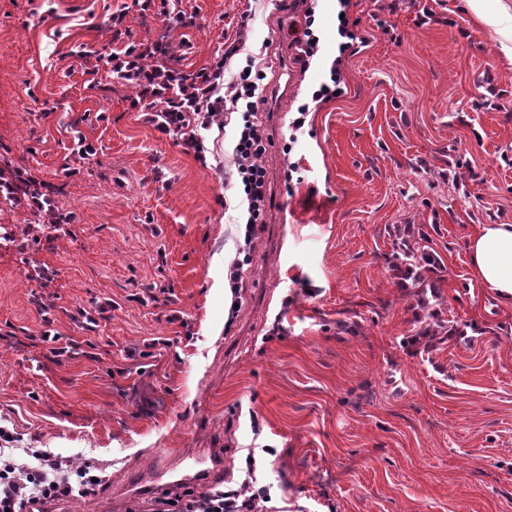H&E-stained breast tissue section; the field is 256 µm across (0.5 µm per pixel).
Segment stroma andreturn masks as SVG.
I'll return each mask as SVG.
<instances>
[{"mask_svg": "<svg viewBox=\"0 0 512 512\" xmlns=\"http://www.w3.org/2000/svg\"><path fill=\"white\" fill-rule=\"evenodd\" d=\"M481 6L359 0L371 42L287 156L288 111L336 54V0L316 17L326 58L303 75L276 0H0V171L38 188L0 210L34 239L0 253V448L105 478L51 512H113L199 449L273 512H512V308L467 252L479 225L512 224V63L483 20L512 0ZM246 11L245 51L270 79L250 245L233 126L198 129V159L105 61L163 36L194 73ZM406 243L439 261L424 284H400ZM239 260L234 313L222 281ZM421 321L437 337L412 353Z\"/></svg>", "mask_w": 512, "mask_h": 512, "instance_id": "stroma-1", "label": "stroma"}]
</instances>
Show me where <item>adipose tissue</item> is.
I'll return each mask as SVG.
<instances>
[{"mask_svg": "<svg viewBox=\"0 0 512 512\" xmlns=\"http://www.w3.org/2000/svg\"><path fill=\"white\" fill-rule=\"evenodd\" d=\"M476 277L506 305H512V224H483L469 237Z\"/></svg>", "mask_w": 512, "mask_h": 512, "instance_id": "ef3b65f1", "label": "adipose tissue"}]
</instances>
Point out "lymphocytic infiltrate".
Masks as SVG:
<instances>
[{
	"mask_svg": "<svg viewBox=\"0 0 512 512\" xmlns=\"http://www.w3.org/2000/svg\"><path fill=\"white\" fill-rule=\"evenodd\" d=\"M297 10L296 20L289 26L291 45L301 69H309L321 57L323 45L315 29V0H291ZM352 0H336V11L341 18L337 24V55L329 67V78L320 82L311 95L310 103L335 100L336 93L345 83L344 63L357 54L368 41L351 21L348 13ZM242 50L241 39L225 41L224 56L211 68L199 71L194 85L196 108L192 114L194 126H211L215 113H233L237 116L232 156L239 183L243 189L240 201L245 221V238L253 240L265 222L268 169L262 120V107L266 102L267 75L254 62L229 72L222 79L230 62ZM310 103L299 104L288 124L291 132L302 131L310 112ZM31 462H19L12 453L0 451V512H16L22 504L47 506L91 496L96 491L94 468L90 463L74 465L72 460L48 450H35ZM268 496L265 491H252L250 483L241 489L224 491L214 489L195 494L188 489L168 491L155 498L152 512H267Z\"/></svg>",
	"mask_w": 512,
	"mask_h": 512,
	"instance_id": "1",
	"label": "lymphocytic infiltrate"
}]
</instances>
